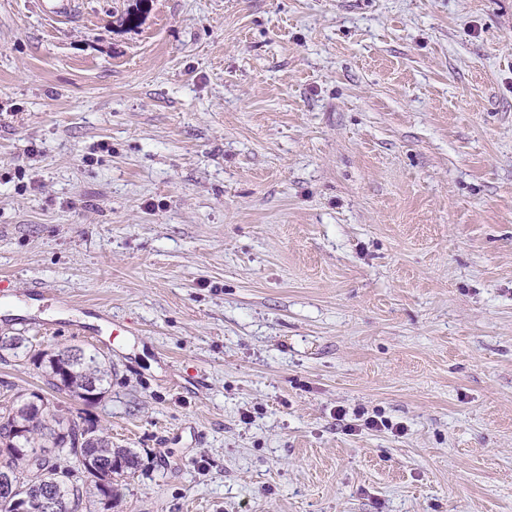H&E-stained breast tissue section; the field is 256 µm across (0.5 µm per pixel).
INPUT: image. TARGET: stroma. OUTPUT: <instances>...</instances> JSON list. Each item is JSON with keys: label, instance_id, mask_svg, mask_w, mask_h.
Returning a JSON list of instances; mask_svg holds the SVG:
<instances>
[{"label": "stroma", "instance_id": "1", "mask_svg": "<svg viewBox=\"0 0 512 512\" xmlns=\"http://www.w3.org/2000/svg\"><path fill=\"white\" fill-rule=\"evenodd\" d=\"M41 4L0 334L111 362L63 402L140 458L113 512H512V0Z\"/></svg>", "mask_w": 512, "mask_h": 512}]
</instances>
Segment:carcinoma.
<instances>
[{"instance_id":"carcinoma-1","label":"carcinoma","mask_w":512,"mask_h":512,"mask_svg":"<svg viewBox=\"0 0 512 512\" xmlns=\"http://www.w3.org/2000/svg\"><path fill=\"white\" fill-rule=\"evenodd\" d=\"M28 349V339H0V359L18 357ZM42 370L45 384L54 392H65L86 402L108 392L112 367L97 352H81L75 358L60 350L32 355ZM42 406L27 402L20 393L11 404L0 408V481L10 487L0 493V512H16L14 500L38 499L49 492L83 512L90 499L110 512L116 507L119 490L112 475L135 474L138 457L129 448L112 447V438L94 426L65 416L62 406L43 395Z\"/></svg>"}]
</instances>
